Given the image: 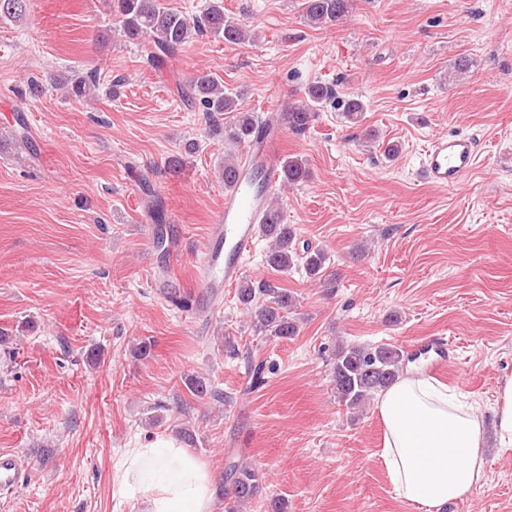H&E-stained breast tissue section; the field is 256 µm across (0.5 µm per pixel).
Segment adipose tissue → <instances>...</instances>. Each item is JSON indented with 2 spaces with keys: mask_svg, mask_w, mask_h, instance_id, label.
<instances>
[{
  "mask_svg": "<svg viewBox=\"0 0 512 512\" xmlns=\"http://www.w3.org/2000/svg\"><path fill=\"white\" fill-rule=\"evenodd\" d=\"M375 412L392 485L404 500L441 512L485 477L484 421L475 409L411 366L380 392ZM112 482L143 512H212L216 479L174 439L128 449Z\"/></svg>",
  "mask_w": 512,
  "mask_h": 512,
  "instance_id": "ef3b65f1",
  "label": "adipose tissue"
}]
</instances>
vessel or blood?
Masks as SVG:
<instances>
[{"label":"vessel or blood","mask_w":512,"mask_h":512,"mask_svg":"<svg viewBox=\"0 0 512 512\" xmlns=\"http://www.w3.org/2000/svg\"><path fill=\"white\" fill-rule=\"evenodd\" d=\"M280 134L279 126L272 123L253 140L233 190L224 195L223 211L208 228L195 278L210 294H222L237 282L244 270V258L254 248L256 226L265 218L268 188L275 179L271 157ZM477 161V144L473 138L456 134L441 136L433 139L426 149L421 175L435 187L450 189L463 180ZM20 479L19 457L1 452L0 490L15 489Z\"/></svg>","instance_id":"obj_1"}]
</instances>
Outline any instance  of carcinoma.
Segmentation results:
<instances>
[{"label": "carcinoma", "mask_w": 512, "mask_h": 512, "mask_svg": "<svg viewBox=\"0 0 512 512\" xmlns=\"http://www.w3.org/2000/svg\"><path fill=\"white\" fill-rule=\"evenodd\" d=\"M29 0H0V19L24 20ZM354 0H303L304 17L314 27L335 26L352 11ZM119 28L127 41L141 46L148 62L171 57L182 49L195 34L208 32L226 44L245 40V26L224 15V0H209L203 15L192 21L171 10L163 0H117ZM305 97L288 103L279 114L280 123L293 132L307 129L315 117L316 106L333 96L332 89L322 83L307 86ZM184 100L211 117L228 116L224 124L214 123L212 132L224 134V140L243 146L255 137L258 122L253 113L239 107L235 94L209 71L197 73L189 83ZM238 156H224L222 177L224 186L235 183ZM284 184L295 185L308 178L306 162L299 156H285L277 167ZM260 234L270 241L267 264L286 273L302 265L306 275L318 282L329 277L328 256L321 250L299 248L292 225L284 222L282 210L274 197H269L267 217ZM238 300L250 315L252 329L259 335L276 339L298 335V323L293 316L295 297L285 288L269 283H255L245 278L238 285ZM403 354L400 348L387 345H352L336 349L331 362V382L336 399L349 410L360 409L377 392L398 378ZM229 485L219 487L224 498L225 512H240L244 503L257 496L259 477L252 465L234 463L227 474Z\"/></svg>", "instance_id": "carcinoma-1"}]
</instances>
